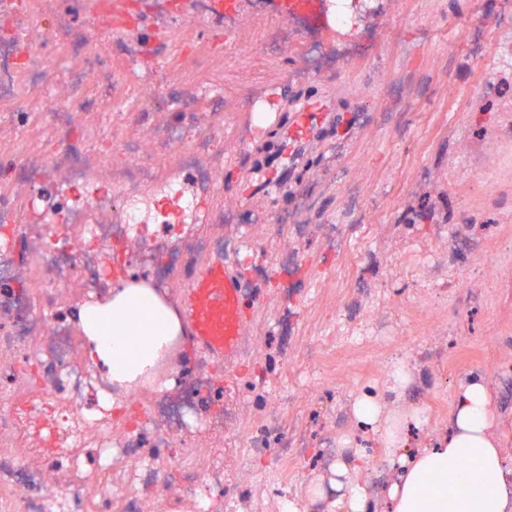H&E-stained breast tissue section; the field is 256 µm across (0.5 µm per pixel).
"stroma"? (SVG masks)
<instances>
[{
  "label": "stroma",
  "mask_w": 512,
  "mask_h": 512,
  "mask_svg": "<svg viewBox=\"0 0 512 512\" xmlns=\"http://www.w3.org/2000/svg\"><path fill=\"white\" fill-rule=\"evenodd\" d=\"M334 0L277 12L274 0H235L223 19L207 0H139L128 35L101 24L105 0H7L0 37L39 30L18 58L15 108L0 127V197L13 201L18 278L33 301L54 271L30 240L20 197L82 164L91 180L124 182L127 145L155 178L178 176L193 155L195 181L212 202L208 222L187 227L202 256L154 253L151 285L180 299L205 260L239 264L261 289L249 314L238 384L218 390L220 367L173 347L149 391L157 455L150 512H194L176 463L190 441L223 461L214 512H286V499L319 484L305 512H329L344 438L371 448V489L383 481L378 439L351 414L387 382L402 350L413 385L399 409L426 428L448 419L457 385L489 378L512 415V0H379V12L335 27ZM98 47L108 78L68 125L53 115ZM329 93L336 122L323 126L292 173L288 195L243 203L258 123L251 102L277 112L301 93ZM188 132L178 142L174 136ZM344 222L343 241L322 225ZM200 390L209 430L184 436L170 415L183 390ZM289 450H282V443Z\"/></svg>",
  "instance_id": "35a3bbf8"
}]
</instances>
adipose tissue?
<instances>
[{"mask_svg": "<svg viewBox=\"0 0 512 512\" xmlns=\"http://www.w3.org/2000/svg\"><path fill=\"white\" fill-rule=\"evenodd\" d=\"M77 325L86 357L124 390L151 381L160 358L186 332L172 301L148 281L127 278L82 305ZM388 378L382 392L356 398L352 414L378 434L390 475L380 491H370L363 479L369 455L344 449L336 461V512H512V417L495 412L491 381L470 375L455 392L447 423L413 448L420 411L395 410L387 400L412 376L396 362Z\"/></svg>", "mask_w": 512, "mask_h": 512, "instance_id": "ef3b65f1", "label": "adipose tissue"}]
</instances>
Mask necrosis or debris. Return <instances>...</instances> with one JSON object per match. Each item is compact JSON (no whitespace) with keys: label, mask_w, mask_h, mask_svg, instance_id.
Instances as JSON below:
<instances>
[{"label":"necrosis or debris","mask_w":512,"mask_h":512,"mask_svg":"<svg viewBox=\"0 0 512 512\" xmlns=\"http://www.w3.org/2000/svg\"><path fill=\"white\" fill-rule=\"evenodd\" d=\"M116 195L126 204L114 227L95 212ZM157 201L181 224L193 223L200 206L198 191L179 179L95 185L77 165L65 187L47 184L28 202V229L50 256L64 262L42 282V294H54L69 281L74 258L81 261L89 287L110 276L113 229L143 246L163 248L170 227L155 213ZM11 216V207L1 204L0 299L11 300L20 316L11 326L0 325V512H85L88 497L117 492L124 495L123 512H141L138 498L126 488L154 482L156 462L138 449L145 435L161 443L166 437L145 425L137 431L114 425L111 388L70 355V321L55 310L34 311L29 294L13 288ZM68 224L73 227L69 233L64 230ZM46 329L54 330L61 347L44 355L27 351L29 338ZM117 453L131 459L132 467L113 468ZM178 472L195 491L198 512H209L215 489L224 483L223 467L203 465L188 452Z\"/></svg>","instance_id":"1"}]
</instances>
